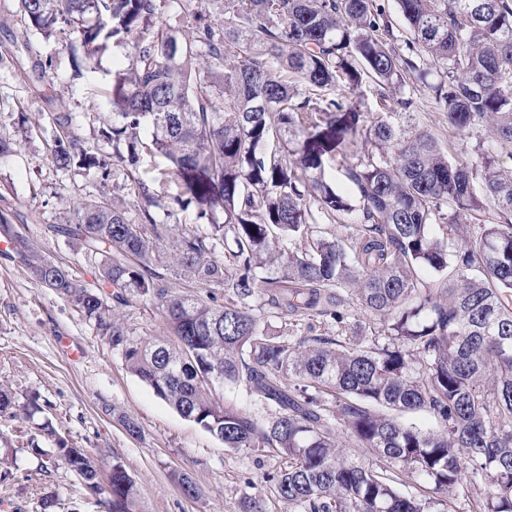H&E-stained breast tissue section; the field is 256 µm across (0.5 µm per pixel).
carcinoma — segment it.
<instances>
[{
	"label": "carcinoma",
	"instance_id": "1",
	"mask_svg": "<svg viewBox=\"0 0 512 512\" xmlns=\"http://www.w3.org/2000/svg\"><path fill=\"white\" fill-rule=\"evenodd\" d=\"M184 2L19 0L29 32L78 36L85 55L72 58L76 78L111 41L136 51L131 76L107 92L119 117L112 156L88 152L59 112L52 160L126 168L140 223L107 202L78 204L75 223L53 230L79 241L94 261L95 286L20 238L35 282L64 296L132 374L224 447L261 445L288 458L276 484L290 507L429 512L431 498L406 496L393 477L346 458L341 426L358 447L423 476L433 493L466 472L490 478L480 512H512V173L488 152L448 158L401 94L422 64L438 66L431 91L448 126L462 139L483 128L493 153L511 157L512 0H397L404 40L373 0H220L221 27L196 14L191 32L180 34L162 14ZM366 76L399 111L372 118L349 105ZM145 127L173 165L178 201L195 204L209 223L204 235L182 231L170 253L158 248L172 233L153 216L158 196L134 176ZM332 161L356 203L327 179ZM488 210L495 220L478 234L465 231ZM337 215L353 220L345 235L318 230L319 219ZM299 233L309 245L279 247ZM228 235L233 274L210 257ZM166 261L201 285L223 287L227 304L173 293L153 269ZM423 270L448 273L440 291L426 288ZM256 296L294 318L340 320L354 302L381 318L391 343L331 347L318 338L302 346L270 335L251 312ZM131 297L161 308L172 340L136 336L113 317ZM214 376L278 416L261 425L219 403ZM421 410L435 429L394 416ZM6 412L28 420L43 408L0 387ZM49 455L90 493L105 490L86 450L59 438ZM105 491L106 512H140L135 482L118 462Z\"/></svg>",
	"mask_w": 512,
	"mask_h": 512
}]
</instances>
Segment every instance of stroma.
<instances>
[{
  "instance_id": "1",
  "label": "stroma",
  "mask_w": 512,
  "mask_h": 512,
  "mask_svg": "<svg viewBox=\"0 0 512 512\" xmlns=\"http://www.w3.org/2000/svg\"><path fill=\"white\" fill-rule=\"evenodd\" d=\"M26 21L18 0H0V138L10 142V155L0 158V213L12 217L19 231L43 258L68 265L84 280L93 269L79 244L54 236L51 227L74 220L84 200L105 196L137 219L138 203L131 195L122 167L107 175L79 165L57 168L52 161L55 127L52 115L70 113L71 127L88 151L108 155L107 138L117 116L110 111L106 92L117 74L135 64L129 44H108L99 52L94 69L73 78L69 52L75 40L66 34L51 38L26 36ZM53 65L38 71L37 60ZM414 83L411 94L422 127L448 151H474L487 133L459 139L427 88L436 81ZM142 164L139 178L154 182L159 205L158 223L176 230L207 233L206 221L195 207L180 208L170 181L168 161L154 154L149 133L138 143ZM251 309L269 332L297 340L327 338L342 343H386L376 315L347 305L343 322L322 316L298 320L272 313L260 303ZM114 314L136 335L163 338L168 334L156 304L134 298ZM80 345L84 355L73 359L61 337ZM0 386L18 400L37 395L48 403L46 414L70 446L86 449L103 471L120 461L134 480L142 512H247L260 501L264 512H288L275 482L287 465L285 456L269 448L230 449L195 422L182 417L129 372L121 356L87 325L80 312L62 296L39 288L29 266L14 252L0 251ZM135 421L139 436H130L125 420ZM33 424L12 414H0V446L8 448L14 465L11 480L0 482V512H40L39 501L52 495L54 512H98L95 499L63 464L43 465L36 448L53 447ZM186 475L196 484L197 498L185 497L177 479Z\"/></svg>"
}]
</instances>
